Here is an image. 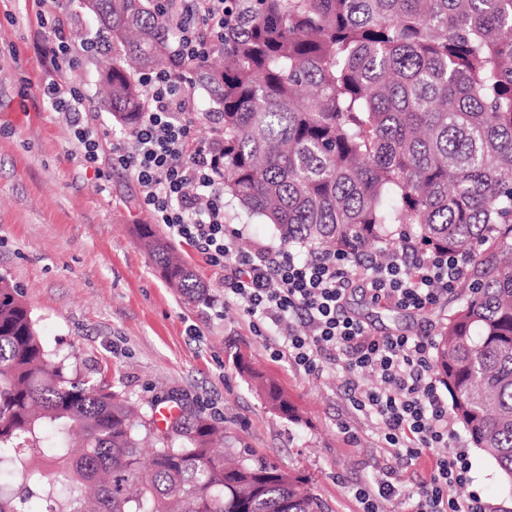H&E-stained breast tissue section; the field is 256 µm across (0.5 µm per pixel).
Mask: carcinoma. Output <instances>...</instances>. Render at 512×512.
<instances>
[{
    "instance_id": "cac0c4a2",
    "label": "carcinoma",
    "mask_w": 512,
    "mask_h": 512,
    "mask_svg": "<svg viewBox=\"0 0 512 512\" xmlns=\"http://www.w3.org/2000/svg\"><path fill=\"white\" fill-rule=\"evenodd\" d=\"M151 0H97L112 48L102 105L128 133L143 78L170 64ZM221 59L191 64L220 119L224 199L288 246L352 255L396 244L463 255L434 370L512 498V0H224ZM161 276L206 285L150 224ZM272 406L297 421L271 386ZM224 443L202 412L159 425L40 338L0 275V512H322L305 479ZM40 501L34 510L33 499Z\"/></svg>"
}]
</instances>
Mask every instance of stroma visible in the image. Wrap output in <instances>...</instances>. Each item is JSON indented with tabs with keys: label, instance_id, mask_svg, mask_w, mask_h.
Returning <instances> with one entry per match:
<instances>
[{
	"label": "stroma",
	"instance_id": "obj_1",
	"mask_svg": "<svg viewBox=\"0 0 512 512\" xmlns=\"http://www.w3.org/2000/svg\"><path fill=\"white\" fill-rule=\"evenodd\" d=\"M29 0H0V275L18 288L41 338L71 355L78 372L106 379L143 408L172 404L205 412L225 444L250 449L307 479L324 512H357L354 487L379 454L373 424L349 406L340 363L308 375L275 358L224 282L191 246L175 248L207 285L209 300H185L159 275L135 227L152 223L126 171L98 177L75 157L65 116L42 99L48 79L36 57ZM110 54L82 59L68 78L108 143L127 136L97 93ZM456 296L428 313L376 306L361 292L352 313L378 334L439 336ZM247 362L280 388L299 422L273 409ZM457 443L471 463L457 497L477 494L492 512H512L495 496L497 469L466 434Z\"/></svg>",
	"mask_w": 512,
	"mask_h": 512
}]
</instances>
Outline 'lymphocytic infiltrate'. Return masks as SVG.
I'll return each mask as SVG.
<instances>
[{
    "mask_svg": "<svg viewBox=\"0 0 512 512\" xmlns=\"http://www.w3.org/2000/svg\"><path fill=\"white\" fill-rule=\"evenodd\" d=\"M33 2L36 50L54 74L42 96L68 114L81 162L100 168L102 141L82 115L78 90L59 74L74 70L79 54L101 52L108 41L100 34L75 43L73 14L63 0ZM175 3L171 64L148 76L145 110L130 145H113V164L131 171L140 204L156 223L223 271L225 299L238 303L250 323L264 325L278 357L319 375L325 360L341 356L349 373L373 376L371 386L355 384L350 392L354 407L375 426L381 456L415 463L440 449L405 494V512H487L480 498L462 500L453 493L468 482L469 464L452 447L455 420L438 392L431 339L375 335L346 309L347 294L358 282L375 304L429 311L456 291L467 258L424 249L407 237L381 261L350 263L337 254L299 261L287 249L261 245L242 250L224 224V144L194 137L197 103L188 85L190 65L207 58L224 36V0Z\"/></svg>",
    "mask_w": 512,
    "mask_h": 512,
    "instance_id": "f902f5d3",
    "label": "lymphocytic infiltrate"
}]
</instances>
